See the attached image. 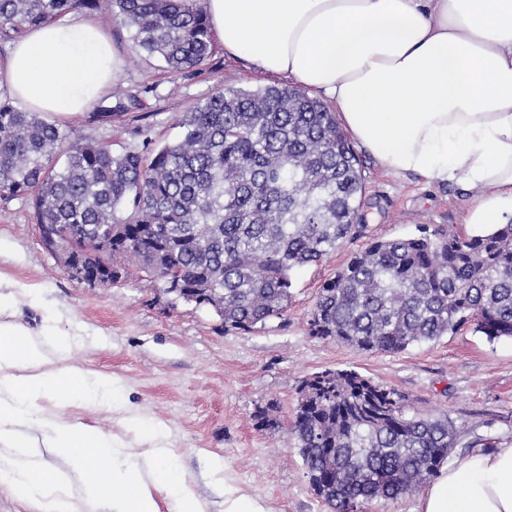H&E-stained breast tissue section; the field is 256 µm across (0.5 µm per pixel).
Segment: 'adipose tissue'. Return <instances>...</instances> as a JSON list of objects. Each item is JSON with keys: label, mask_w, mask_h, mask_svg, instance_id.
Segmentation results:
<instances>
[{"label": "adipose tissue", "mask_w": 512, "mask_h": 512, "mask_svg": "<svg viewBox=\"0 0 512 512\" xmlns=\"http://www.w3.org/2000/svg\"><path fill=\"white\" fill-rule=\"evenodd\" d=\"M225 51L331 100L353 138L384 169L471 194L467 224H504L512 203V0H204ZM123 59L92 18L70 14L15 40L0 85L29 109L84 111ZM46 348L24 324L0 320V483L44 512H203L173 467L159 428L123 419L146 448L132 453L80 422L44 411L112 400V382L66 366L42 368ZM37 427L41 442L23 437ZM60 449L75 471L46 468ZM80 474L81 497L72 493ZM121 495H112L114 486ZM415 512H512V447L443 467Z\"/></svg>", "instance_id": "1"}]
</instances>
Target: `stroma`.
Here are the masks:
<instances>
[{
	"instance_id": "35a3bbf8",
	"label": "stroma",
	"mask_w": 512,
	"mask_h": 512,
	"mask_svg": "<svg viewBox=\"0 0 512 512\" xmlns=\"http://www.w3.org/2000/svg\"><path fill=\"white\" fill-rule=\"evenodd\" d=\"M93 18L125 58L113 90L140 96L142 105L107 123L87 111L58 125L113 151L139 145L145 135L158 145L176 140L184 112L216 91L288 83L259 75L218 45L199 70L176 76L137 53L132 31L113 23L108 10ZM356 154L365 181L362 236L295 270L287 313L246 331L225 330L211 309L177 299L135 271L108 287L72 278L44 248L30 198L0 200V282L18 301L0 316L26 324L49 345L68 337L67 351L49 353L45 370L75 366L114 382L112 407L48 399L44 409L138 452L137 436L121 424L125 408H135L165 431L204 512H224L228 486L264 499L270 512H331L311 489L291 432L302 381L324 370L357 371L404 395L409 411L448 415L457 429L451 458L511 447L512 337L491 341L467 327L399 354H371L310 336L319 288L367 240L410 237L423 224L476 230L462 221L469 193L384 170L364 149ZM31 288L37 297L28 296Z\"/></svg>"
}]
</instances>
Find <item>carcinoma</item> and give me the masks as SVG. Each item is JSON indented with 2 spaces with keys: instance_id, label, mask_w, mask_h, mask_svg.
<instances>
[{
  "instance_id": "carcinoma-1",
  "label": "carcinoma",
  "mask_w": 512,
  "mask_h": 512,
  "mask_svg": "<svg viewBox=\"0 0 512 512\" xmlns=\"http://www.w3.org/2000/svg\"><path fill=\"white\" fill-rule=\"evenodd\" d=\"M109 5L135 48L175 75L212 53L203 0H0V38ZM134 95L97 105L110 121ZM181 139L122 152L72 137L0 98V200L31 196L44 232L74 231L90 267L133 264L191 294L227 330L282 317L291 273L360 234L359 159L324 102L288 86L218 91L184 113ZM311 336L398 354L464 326L512 336V220L460 234L421 225L373 239L320 288ZM292 434L314 493L334 512L412 498L456 441L446 415L409 414L393 389L354 370L299 388Z\"/></svg>"
}]
</instances>
